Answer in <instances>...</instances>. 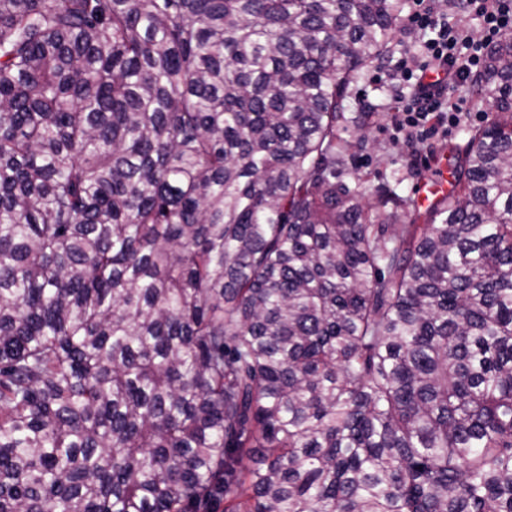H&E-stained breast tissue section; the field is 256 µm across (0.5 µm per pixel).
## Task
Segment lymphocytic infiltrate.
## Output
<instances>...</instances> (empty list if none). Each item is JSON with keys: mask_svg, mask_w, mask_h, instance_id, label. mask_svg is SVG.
Listing matches in <instances>:
<instances>
[{"mask_svg": "<svg viewBox=\"0 0 512 512\" xmlns=\"http://www.w3.org/2000/svg\"><path fill=\"white\" fill-rule=\"evenodd\" d=\"M440 3L411 0L403 27L429 38L417 56L398 60L391 75L392 140L413 160L459 124L469 102L456 96V88L481 68L487 49L512 31V0H459L462 15L481 26L482 37L475 42L449 22Z\"/></svg>", "mask_w": 512, "mask_h": 512, "instance_id": "1", "label": "lymphocytic infiltrate"}]
</instances>
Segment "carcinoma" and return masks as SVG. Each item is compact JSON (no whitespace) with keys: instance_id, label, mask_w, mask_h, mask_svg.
<instances>
[{"instance_id":"carcinoma-1","label":"carcinoma","mask_w":512,"mask_h":512,"mask_svg":"<svg viewBox=\"0 0 512 512\" xmlns=\"http://www.w3.org/2000/svg\"><path fill=\"white\" fill-rule=\"evenodd\" d=\"M405 6L0 0V512H512V34L418 224Z\"/></svg>"}]
</instances>
